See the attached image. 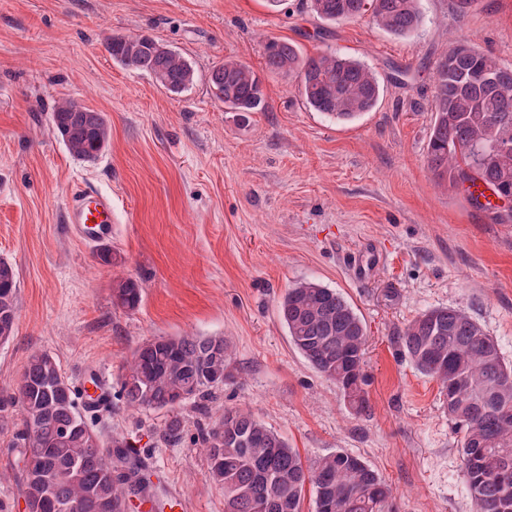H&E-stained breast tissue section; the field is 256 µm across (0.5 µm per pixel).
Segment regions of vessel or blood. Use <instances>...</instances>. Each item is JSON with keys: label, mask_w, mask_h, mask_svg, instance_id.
Returning a JSON list of instances; mask_svg holds the SVG:
<instances>
[{"label": "vessel or blood", "mask_w": 512, "mask_h": 512, "mask_svg": "<svg viewBox=\"0 0 512 512\" xmlns=\"http://www.w3.org/2000/svg\"><path fill=\"white\" fill-rule=\"evenodd\" d=\"M112 198L93 189L77 191L66 211V222L79 239L90 245L108 242L112 238Z\"/></svg>", "instance_id": "1"}]
</instances>
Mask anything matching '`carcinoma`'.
Masks as SVG:
<instances>
[{
  "label": "carcinoma",
  "mask_w": 512,
  "mask_h": 512,
  "mask_svg": "<svg viewBox=\"0 0 512 512\" xmlns=\"http://www.w3.org/2000/svg\"><path fill=\"white\" fill-rule=\"evenodd\" d=\"M310 10L324 22H341L372 13L377 25L395 36L414 33L421 24L419 0H310ZM106 51L120 65L143 71L165 90L180 93L195 81L192 66L177 52L145 35L112 36ZM270 72H297L301 94L315 111L351 121L372 111L380 98L373 72L347 56H303L285 40L265 43ZM434 123L427 164L439 180L463 187L472 203L494 211L493 219L512 223L481 202L483 185L500 198L512 197V68L459 41L434 66ZM210 83L224 106L256 112L265 95L261 75L236 60L212 68ZM69 153L94 161L110 141L103 113L73 101L58 102L50 116ZM141 282L126 277L117 285L118 306L138 309ZM279 317L295 348L311 366L340 387L357 414L369 409L364 385L366 327L351 305L331 288L312 281L289 288L278 305ZM16 280L12 264L0 258V342L14 335ZM404 354L422 374L440 385L448 417L465 429L463 476L477 512H512V482L497 475L502 459L512 458V366L496 339L464 310L434 307L412 319L400 336ZM121 395L132 406L164 410L163 437L182 438L185 420L178 411L189 399L206 400L237 381L231 348L222 336H160L140 343L124 365ZM19 407L21 428L14 447L22 449L24 498L32 512H123L132 494L127 479L116 474L112 449L90 425L77 393L47 353H34L24 367L17 394L0 396V432L14 424ZM208 474L224 489V512H301L306 492L315 512H384L391 489L356 456L337 451L306 464L288 439L248 411L224 408L218 423L201 430Z\"/></svg>",
  "instance_id": "cac0c4a2"
}]
</instances>
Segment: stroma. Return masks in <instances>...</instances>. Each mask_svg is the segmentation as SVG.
Listing matches in <instances>:
<instances>
[{
  "label": "stroma",
  "instance_id": "stroma-1",
  "mask_svg": "<svg viewBox=\"0 0 512 512\" xmlns=\"http://www.w3.org/2000/svg\"><path fill=\"white\" fill-rule=\"evenodd\" d=\"M300 0H0V258L16 272V327L0 342V393H15L28 357L51 355L73 385L104 373L108 410L95 428L141 448L150 496L178 487L190 512H224V491L196 444L224 408L251 410L303 460L343 451L391 488L385 512H476L462 475L463 430L436 381L397 338L433 307L464 309L512 364V223H495L464 189L428 170L434 122L431 72L459 40L512 67V0H420L407 37L371 15L325 23ZM143 34L195 70L174 95L112 61L107 36ZM302 55L351 56L376 75L377 106L342 123L310 108L297 74L265 70L267 39ZM233 59L263 74L266 109L241 117L210 89L211 69ZM70 99L104 113L106 151L74 158L49 122ZM112 196L115 222L99 249L64 220L73 192ZM368 264L356 278L355 261ZM142 283L136 311L113 290ZM336 289L366 329L370 408L355 414L336 383L292 345L278 315L288 286ZM222 336L237 383L206 405L186 401L183 437H162L165 411L127 406L123 367L159 336ZM20 451L0 433V503L26 512Z\"/></svg>",
  "mask_w": 512,
  "mask_h": 512
}]
</instances>
